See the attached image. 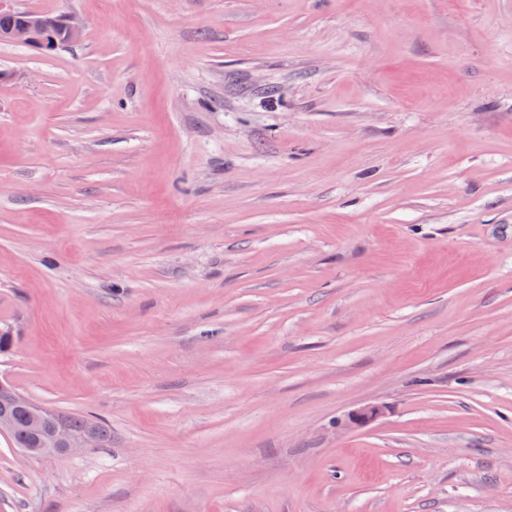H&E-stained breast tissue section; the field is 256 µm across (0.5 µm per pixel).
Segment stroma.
Listing matches in <instances>:
<instances>
[{"label": "stroma", "instance_id": "stroma-1", "mask_svg": "<svg viewBox=\"0 0 512 512\" xmlns=\"http://www.w3.org/2000/svg\"><path fill=\"white\" fill-rule=\"evenodd\" d=\"M6 6L0 512H512V0ZM1 13L17 14L18 19L10 15L0 14V42L14 43L30 48L38 53H53L60 49L69 47L78 42L81 37V28L68 15H41L47 20L55 21V28L62 33L60 39L57 36H47L48 28L44 19L37 14L2 10ZM16 21V23H14ZM14 23V24H13ZM17 409H26L29 411L31 435L37 442H39L42 437H48L53 441L51 447L60 448L62 453H69L84 448H99L102 446L100 440L89 432L75 435L67 431H49L44 417V409L1 380L0 432L12 433L13 414ZM56 413L65 422L68 430L72 433H82L85 431H93L104 442H110L112 440L111 430L103 422L93 421L86 417L66 413L63 411H56Z\"/></svg>", "mask_w": 512, "mask_h": 512}]
</instances>
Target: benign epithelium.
I'll use <instances>...</instances> for the list:
<instances>
[{
	"label": "benign epithelium",
	"mask_w": 512,
	"mask_h": 512,
	"mask_svg": "<svg viewBox=\"0 0 512 512\" xmlns=\"http://www.w3.org/2000/svg\"><path fill=\"white\" fill-rule=\"evenodd\" d=\"M47 28L48 25L41 16L20 12L16 23L0 30V42L19 44L45 54L69 47L78 42L81 37L79 25L65 14L58 16L55 21V28L61 32L60 37L46 35ZM18 409L29 411L31 435L37 441L48 437L53 441V447L59 448L65 453L102 446L100 440L89 432L75 435L67 431H49L44 417V409L12 386L1 381L0 432L12 433L13 414Z\"/></svg>",
	"instance_id": "1"
}]
</instances>
